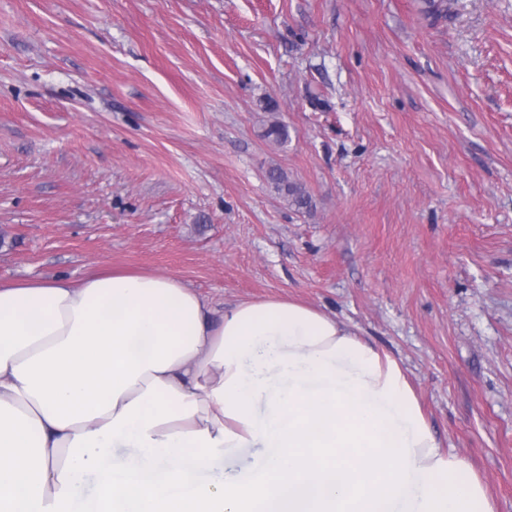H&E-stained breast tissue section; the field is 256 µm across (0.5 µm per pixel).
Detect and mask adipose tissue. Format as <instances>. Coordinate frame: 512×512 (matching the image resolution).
<instances>
[{"instance_id":"1","label":"adipose tissue","mask_w":512,"mask_h":512,"mask_svg":"<svg viewBox=\"0 0 512 512\" xmlns=\"http://www.w3.org/2000/svg\"><path fill=\"white\" fill-rule=\"evenodd\" d=\"M251 461L220 481L226 459ZM495 512L393 356L182 279L0 282V512Z\"/></svg>"}]
</instances>
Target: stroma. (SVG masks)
Segmentation results:
<instances>
[{
  "mask_svg": "<svg viewBox=\"0 0 512 512\" xmlns=\"http://www.w3.org/2000/svg\"><path fill=\"white\" fill-rule=\"evenodd\" d=\"M424 8L0 0V280L319 308L400 362L512 512V0ZM268 181L297 210L310 206V197L302 185L288 180L287 174L280 168H271L267 172Z\"/></svg>",
  "mask_w": 512,
  "mask_h": 512,
  "instance_id": "1",
  "label": "stroma"
}]
</instances>
